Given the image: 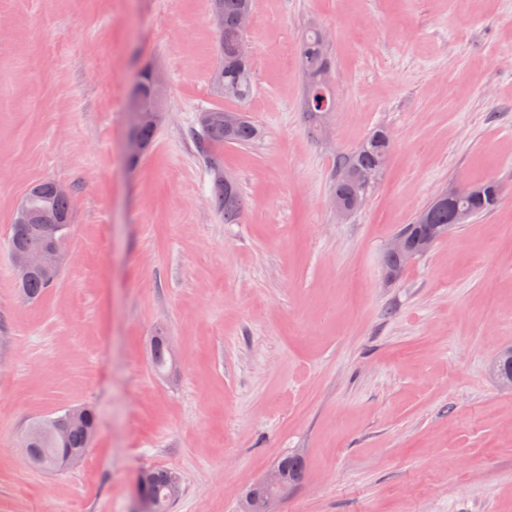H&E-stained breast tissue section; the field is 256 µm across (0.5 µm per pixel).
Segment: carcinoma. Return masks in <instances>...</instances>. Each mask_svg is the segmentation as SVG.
I'll return each instance as SVG.
<instances>
[{
    "instance_id": "1",
    "label": "carcinoma",
    "mask_w": 512,
    "mask_h": 512,
    "mask_svg": "<svg viewBox=\"0 0 512 512\" xmlns=\"http://www.w3.org/2000/svg\"><path fill=\"white\" fill-rule=\"evenodd\" d=\"M224 12L223 48L218 52V64L211 75V83L218 90L224 86L235 87L233 98L246 99L251 91V62L244 46V36L233 28L237 14L246 6L253 7V0H220ZM302 70L306 76L303 108L306 112H331L336 109V100L328 87L329 64L320 31L311 28L306 31L301 43ZM192 137L199 154L207 161L210 176V201L216 212L224 217V223H239L244 203L237 186L227 185L224 179L216 177L212 163L219 161L218 153L226 145L247 146L260 137L259 127L243 112L229 129L224 122L211 125L197 124ZM392 151V141L387 131L378 129L366 138L357 149L337 160L336 181L333 194L347 205L363 198L374 181L382 174ZM39 195L25 193L21 202L28 210L40 214L38 221L22 217L21 208H16L11 234L8 240L10 255L35 253L43 250L48 242V225L59 219L66 220L57 236V245L64 248L71 233L72 197L69 192L57 190L54 182L38 184ZM501 189L491 179L472 187V193L458 203L463 209L478 217L493 210L499 202ZM449 223L448 205L433 200L419 211L414 221L405 225L400 233L414 235L426 226ZM58 279H49L39 271L31 272L19 282L23 297L38 300L46 290L54 287ZM150 356L152 367L158 374L172 368L173 362L166 337L153 338ZM491 372L497 379L512 376V348L501 352L492 363ZM98 418L95 411L87 406L64 408L30 422L23 436L21 446L34 449L30 459L33 466L45 473L63 470L57 459L65 452L86 455L96 433ZM278 465L287 470L286 484L290 487L299 483L305 473V459L298 453L283 457ZM146 492L156 499L158 512H171L178 496L171 494L173 485H181L179 476L163 468L144 470Z\"/></svg>"
}]
</instances>
